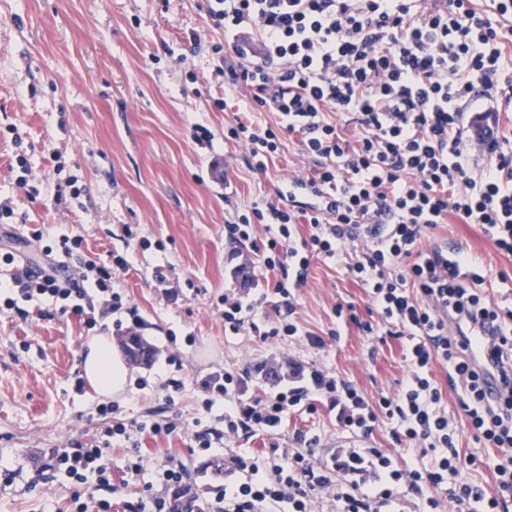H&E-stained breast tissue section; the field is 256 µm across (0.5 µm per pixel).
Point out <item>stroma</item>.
Returning a JSON list of instances; mask_svg holds the SVG:
<instances>
[{"label":"stroma","mask_w":512,"mask_h":512,"mask_svg":"<svg viewBox=\"0 0 512 512\" xmlns=\"http://www.w3.org/2000/svg\"><path fill=\"white\" fill-rule=\"evenodd\" d=\"M224 34L214 28L202 0H0V200L10 202L13 223L22 231L45 229L49 235H83L86 258L126 254L130 269L117 274L115 289L142 322L141 334L154 347L152 360L129 363L118 409L102 416L106 395L76 391L87 334L117 338L114 319L87 330L71 314L40 317L34 304L25 313L0 312V457L20 473L0 480V512H70L73 498L86 496L92 484L61 473H36L43 451L69 436L92 443L112 423L134 420L173 422L169 436L140 435L145 469L128 473L131 451L112 447V482L121 492L111 512H124V498L143 495L155 467L175 461L186 484L205 490L223 484L210 467L211 456L198 452L194 434L223 430V402L202 407L200 381L210 372H253L274 355L333 372L366 397L397 390L405 373L400 340L386 342L345 329L328 338L336 325L334 307L352 301L365 313L368 298L342 266L316 259L305 286L296 294L301 335L261 341L224 330L220 297L234 287L233 266H247L255 293L273 312L275 276L258 260L266 238L231 242L224 223L252 202L274 199L275 189L303 173L305 163L296 136L279 133L280 149L267 172L248 169L245 148L225 141L224 128L243 105L239 94H225L213 76L215 44ZM226 108H218V100ZM209 128L212 147L193 139L196 125ZM17 126L22 146L5 139ZM25 153L40 194L29 201L16 185L10 163ZM58 154L64 166L55 174L47 162ZM78 179L79 198L58 193L66 176ZM137 227L139 241L124 235ZM433 242L448 240L478 257L492 272L512 278V259L500 254L479 226L444 224L431 232ZM163 268L172 278L191 279L177 302L165 297L153 277ZM327 336L324 348L311 347L304 332ZM179 353L181 367L167 365ZM184 382L173 399L160 388L164 377ZM269 387L252 379L250 392ZM317 437L315 454L326 445L347 442L334 413L318 406L314 414L290 415L279 435L281 447L294 445L297 433Z\"/></svg>","instance_id":"35a3bbf8"}]
</instances>
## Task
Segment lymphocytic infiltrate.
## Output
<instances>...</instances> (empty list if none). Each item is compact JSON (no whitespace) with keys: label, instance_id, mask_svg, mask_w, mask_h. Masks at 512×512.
<instances>
[{"label":"lymphocytic infiltrate","instance_id":"obj_1","mask_svg":"<svg viewBox=\"0 0 512 512\" xmlns=\"http://www.w3.org/2000/svg\"><path fill=\"white\" fill-rule=\"evenodd\" d=\"M206 14L224 34L213 74L251 104L225 139L244 144L248 167L263 172L282 130L298 135L308 162L299 195L253 202L224 226L225 238L246 241L271 225L260 256L279 273L274 315L249 289L225 292V329L264 340L300 335L297 289L313 259L340 257L377 320L340 304L329 335L353 324L404 339L407 374L397 394L371 401L293 360L259 366L276 381L263 398L250 395V373L211 372L200 383L204 407L223 400L224 429L197 433L198 449L220 452L225 440L272 432L323 404L342 432L368 438L384 418L397 443L418 451L412 465L379 448H340L328 462L316 457V438L300 433L296 448L273 442L260 459L233 457L237 476L210 512H316L324 502L333 512H402L410 494L419 512H439L447 500L457 512H512V309L490 294L491 273L475 257L448 259L427 242L439 225L479 224L512 257V0H206ZM258 110L276 114V125L256 120ZM82 247L81 235H59L36 270L25 255L0 250L11 269L0 281L6 309L21 300L56 305L90 330L125 311L112 276L129 261L116 253L83 261ZM477 328L489 332L478 361L469 340ZM452 394L465 425L448 413ZM174 430L108 426L99 444L71 438L48 449L43 468L94 480L76 512H110L113 440ZM465 436L475 443L466 453ZM483 469L491 484L474 479Z\"/></svg>","mask_w":512,"mask_h":512}]
</instances>
